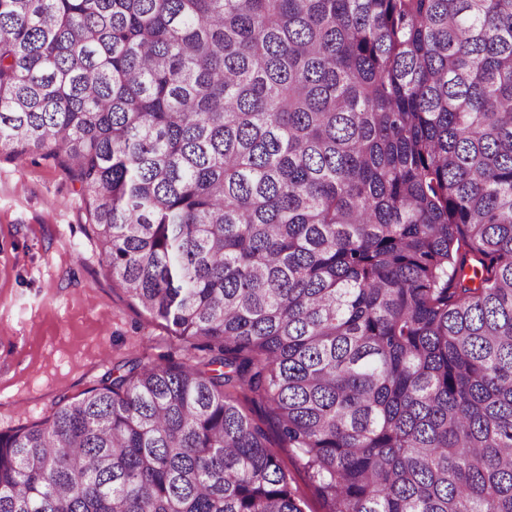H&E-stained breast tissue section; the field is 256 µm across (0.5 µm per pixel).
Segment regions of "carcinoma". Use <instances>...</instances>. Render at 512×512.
I'll use <instances>...</instances> for the list:
<instances>
[{
    "mask_svg": "<svg viewBox=\"0 0 512 512\" xmlns=\"http://www.w3.org/2000/svg\"><path fill=\"white\" fill-rule=\"evenodd\" d=\"M62 166L196 364L0 432V512H512V0H0ZM245 411L258 424H260L268 433L273 441L278 440V431L272 420L270 409L266 404L244 403ZM278 456L282 466L288 470L292 478V487L302 500L305 512H323L322 503L302 467L297 450L285 445L283 448H278Z\"/></svg>",
    "mask_w": 512,
    "mask_h": 512,
    "instance_id": "obj_1",
    "label": "carcinoma"
}]
</instances>
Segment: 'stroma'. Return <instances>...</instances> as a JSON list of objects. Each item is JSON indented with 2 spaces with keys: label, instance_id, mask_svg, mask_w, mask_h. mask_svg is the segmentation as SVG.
Wrapping results in <instances>:
<instances>
[{
  "label": "stroma",
  "instance_id": "obj_1",
  "mask_svg": "<svg viewBox=\"0 0 512 512\" xmlns=\"http://www.w3.org/2000/svg\"><path fill=\"white\" fill-rule=\"evenodd\" d=\"M85 222L65 170L0 153V431L43 421L125 361L203 356L130 302ZM278 456L305 512H323L296 449Z\"/></svg>",
  "mask_w": 512,
  "mask_h": 512
}]
</instances>
